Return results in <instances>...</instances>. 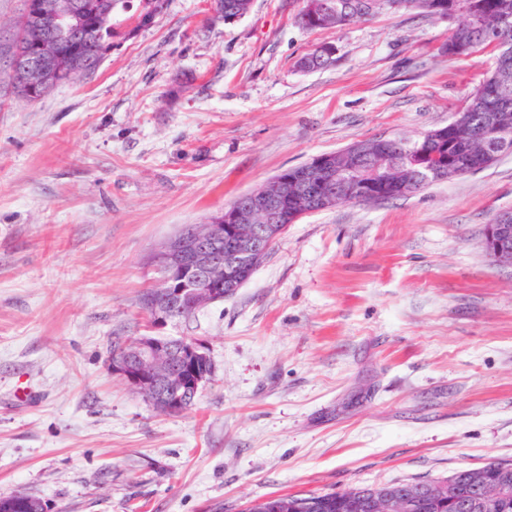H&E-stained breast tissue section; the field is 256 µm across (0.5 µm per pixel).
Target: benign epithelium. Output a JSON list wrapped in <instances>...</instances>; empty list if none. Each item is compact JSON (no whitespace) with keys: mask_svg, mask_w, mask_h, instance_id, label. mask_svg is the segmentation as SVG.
<instances>
[{"mask_svg":"<svg viewBox=\"0 0 512 512\" xmlns=\"http://www.w3.org/2000/svg\"><path fill=\"white\" fill-rule=\"evenodd\" d=\"M38 20L22 29V45L28 48L24 58L10 59L8 70L13 82L28 94L42 88L50 72L64 68L68 56L63 48L90 31L89 16L83 0H69L67 8L56 0L33 2ZM503 133L493 114L486 116L480 136L485 147ZM395 144L393 138H379L365 147L357 142L341 151L357 167L368 153L375 158L382 180L389 178L386 161ZM305 173L319 176L325 188L326 207L336 206V196L350 202L376 200L378 196L365 186L348 181L346 168L336 165V154L314 157L302 167ZM427 172L436 179H451L463 174L448 169V152L432 156ZM304 177L288 178L278 173L257 191L235 206L212 214L203 227L193 224L163 243L156 257L159 282L149 297L146 309L150 325L145 333L120 341L112 354V374L119 376L129 388L142 396L158 413L175 415L184 412L188 399L197 396L213 378L214 365L206 348L199 342L170 336H156L153 331L181 319L187 312L222 302L241 288L270 255L273 245L288 230L280 223L279 206L296 202L305 196ZM484 247L496 261L512 266V213L498 216L486 226ZM491 469L477 467L468 474L470 483L479 488L481 499L473 508L500 498L512 496L504 481L491 479ZM453 478L426 486L427 494L440 507H448L452 497ZM42 512L39 504L16 494L0 499V512ZM371 512H412L413 502L406 496L381 492L370 498Z\"/></svg>","mask_w":512,"mask_h":512,"instance_id":"obj_1","label":"benign epithelium"}]
</instances>
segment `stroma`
<instances>
[{"label": "stroma", "instance_id": "obj_1", "mask_svg": "<svg viewBox=\"0 0 512 512\" xmlns=\"http://www.w3.org/2000/svg\"><path fill=\"white\" fill-rule=\"evenodd\" d=\"M212 5L140 25L128 0L97 69L30 101L6 75L25 0H0V497L245 512L512 461V267L483 247L512 154L289 225L233 296L164 328L215 365L193 409L159 415L113 375L169 237L314 156L446 126L495 66L448 56L453 21L414 9L308 30L293 0ZM322 43L332 64L301 70ZM217 1L213 5L214 19L229 21L235 18L246 16L247 5L251 0H214Z\"/></svg>", "mask_w": 512, "mask_h": 512}]
</instances>
